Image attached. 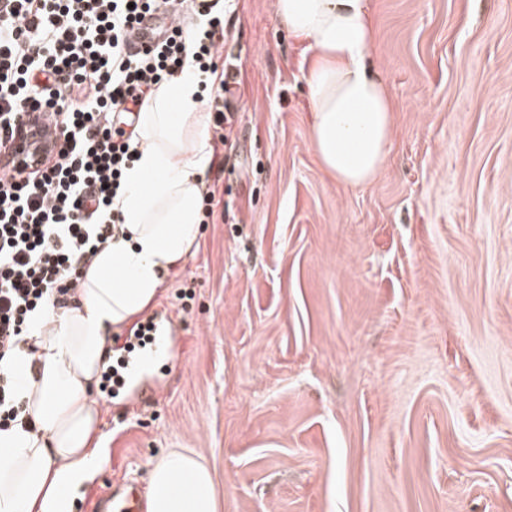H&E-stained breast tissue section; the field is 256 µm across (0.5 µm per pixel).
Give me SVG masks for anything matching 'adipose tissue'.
Returning <instances> with one entry per match:
<instances>
[{"instance_id": "adipose-tissue-1", "label": "adipose tissue", "mask_w": 512, "mask_h": 512, "mask_svg": "<svg viewBox=\"0 0 512 512\" xmlns=\"http://www.w3.org/2000/svg\"><path fill=\"white\" fill-rule=\"evenodd\" d=\"M277 15L313 56L306 68L313 140L345 186L382 170L393 101L371 62L369 0H277ZM191 72L171 77L141 116L142 145L125 178L119 234L98 252L65 313L35 315L10 363L32 430L0 431V512H50L61 490L78 491L102 466L100 408L92 396L113 329L145 311L198 240L201 186L214 156ZM212 473L170 451L148 472L146 512H217Z\"/></svg>"}]
</instances>
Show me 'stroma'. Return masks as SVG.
I'll return each instance as SVG.
<instances>
[{"label":"stroma","mask_w":512,"mask_h":512,"mask_svg":"<svg viewBox=\"0 0 512 512\" xmlns=\"http://www.w3.org/2000/svg\"><path fill=\"white\" fill-rule=\"evenodd\" d=\"M276 2H235L220 204L147 310L168 350L92 391L108 463L74 512L185 449L218 512H512V0H370L395 111L356 188Z\"/></svg>","instance_id":"obj_1"}]
</instances>
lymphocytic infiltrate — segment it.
I'll use <instances>...</instances> for the list:
<instances>
[{
  "instance_id": "1",
  "label": "lymphocytic infiltrate",
  "mask_w": 512,
  "mask_h": 512,
  "mask_svg": "<svg viewBox=\"0 0 512 512\" xmlns=\"http://www.w3.org/2000/svg\"><path fill=\"white\" fill-rule=\"evenodd\" d=\"M232 0H0V147L22 120L45 114L58 142L51 162L0 176V430L23 423L7 365L47 303L64 305L121 223L118 198L139 153L135 107L190 69L216 125H231L218 72ZM178 22L161 43L133 52L147 14Z\"/></svg>"
}]
</instances>
